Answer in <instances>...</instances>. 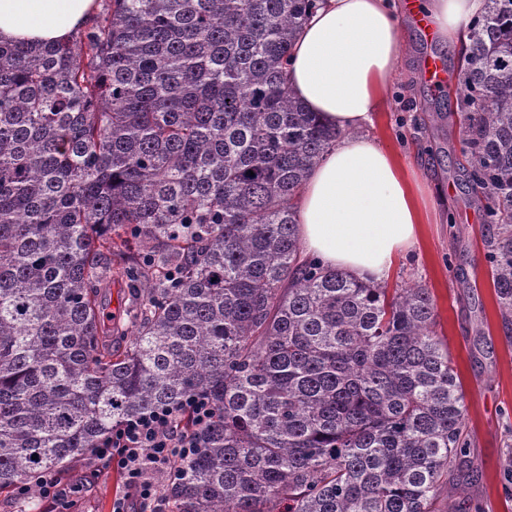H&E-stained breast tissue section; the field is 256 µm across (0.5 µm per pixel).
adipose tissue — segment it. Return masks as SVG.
Returning a JSON list of instances; mask_svg holds the SVG:
<instances>
[{"mask_svg": "<svg viewBox=\"0 0 512 512\" xmlns=\"http://www.w3.org/2000/svg\"><path fill=\"white\" fill-rule=\"evenodd\" d=\"M485 0H417L415 9L445 37L463 34ZM93 0H0V42L66 41ZM391 0H322L291 53L295 95L321 121L345 130L295 198L304 255L328 269L381 280L414 247L424 221L419 171L367 135L401 58Z\"/></svg>", "mask_w": 512, "mask_h": 512, "instance_id": "1", "label": "adipose tissue"}]
</instances>
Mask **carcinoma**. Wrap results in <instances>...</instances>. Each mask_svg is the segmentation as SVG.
<instances>
[{"label": "carcinoma", "mask_w": 512, "mask_h": 512, "mask_svg": "<svg viewBox=\"0 0 512 512\" xmlns=\"http://www.w3.org/2000/svg\"><path fill=\"white\" fill-rule=\"evenodd\" d=\"M64 43H0V490L194 395L169 512H441L466 416L434 304L301 258L293 200L342 136L292 92L320 0H100ZM458 78L467 178L512 318V0ZM146 251L135 252L133 247ZM142 288L109 345L99 285ZM37 458H32V455Z\"/></svg>", "instance_id": "carcinoma-1"}]
</instances>
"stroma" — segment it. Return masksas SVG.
I'll return each instance as SVG.
<instances>
[{
    "instance_id": "stroma-1",
    "label": "stroma",
    "mask_w": 512,
    "mask_h": 512,
    "mask_svg": "<svg viewBox=\"0 0 512 512\" xmlns=\"http://www.w3.org/2000/svg\"><path fill=\"white\" fill-rule=\"evenodd\" d=\"M400 19L404 53L373 133L417 163L429 191L419 242L394 262L383 284L428 288L439 338L465 393L463 436L472 467L457 471L441 512H512V330L504 327L490 286V231L461 167L459 125L440 123L427 110L434 99L456 111L455 95L425 77L423 62L436 58L457 75L461 42L425 39L408 13ZM63 479L85 483L77 512H112L113 502L129 492L126 471L99 461L79 462Z\"/></svg>"
}]
</instances>
